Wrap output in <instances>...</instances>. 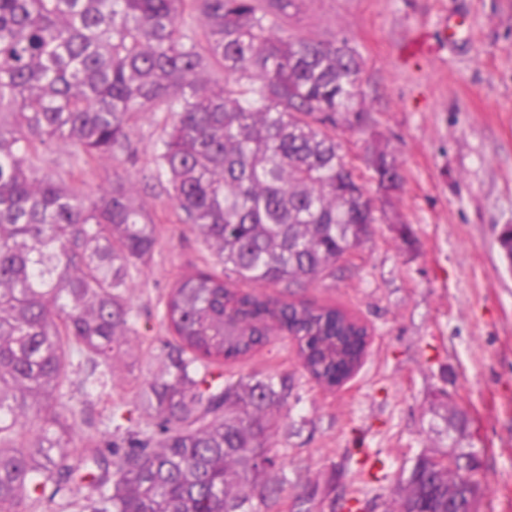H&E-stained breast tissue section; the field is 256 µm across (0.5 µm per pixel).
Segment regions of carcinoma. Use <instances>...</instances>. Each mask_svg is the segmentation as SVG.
<instances>
[{"label": "carcinoma", "mask_w": 512, "mask_h": 512, "mask_svg": "<svg viewBox=\"0 0 512 512\" xmlns=\"http://www.w3.org/2000/svg\"><path fill=\"white\" fill-rule=\"evenodd\" d=\"M293 6L0 0V512H37L64 489L80 512H276L287 380L218 385L213 369L279 332L304 337V369L335 389L358 366L366 327L259 289L333 275L380 221L341 140L365 119L361 53L340 32H295ZM215 67L224 81L209 78ZM145 112L165 113L157 176L227 277L195 270L168 294L173 340L143 401L154 429L125 449L90 434L74 450L68 430L91 401L72 403L68 359L83 358L85 383L132 349L130 272L150 264L158 236L134 181L92 197L38 155L55 147L77 164L118 162ZM372 171L379 189L399 186L387 152ZM499 243L512 272V225ZM339 333L353 337L341 374L320 350ZM478 488L454 461L424 458L400 507L476 512Z\"/></svg>", "instance_id": "1"}]
</instances>
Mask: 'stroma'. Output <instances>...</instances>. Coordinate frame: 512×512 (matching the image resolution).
<instances>
[{"mask_svg": "<svg viewBox=\"0 0 512 512\" xmlns=\"http://www.w3.org/2000/svg\"><path fill=\"white\" fill-rule=\"evenodd\" d=\"M291 14L298 32L340 31L361 52L368 119L343 141L382 220L335 277L265 290L338 306L367 327L349 381L324 390L288 336L224 364L228 377L288 379L275 447L277 471L289 478L279 512H393L419 460L446 455L477 465L478 512H512V272L497 243L512 224V0H296ZM453 16L466 21L455 41L444 36ZM417 38L430 50L407 58ZM163 121L149 112L133 128L130 179L154 173ZM377 150L394 159L397 190H378L368 167ZM40 164L89 194L112 183L110 167H74L56 150ZM149 203L159 245L134 274L135 348L106 386L93 387L92 423L75 426L76 442L94 428L123 448L146 428L142 395L172 337L166 295L187 272L224 270L164 186Z\"/></svg>", "mask_w": 512, "mask_h": 512, "instance_id": "stroma-1", "label": "stroma"}]
</instances>
